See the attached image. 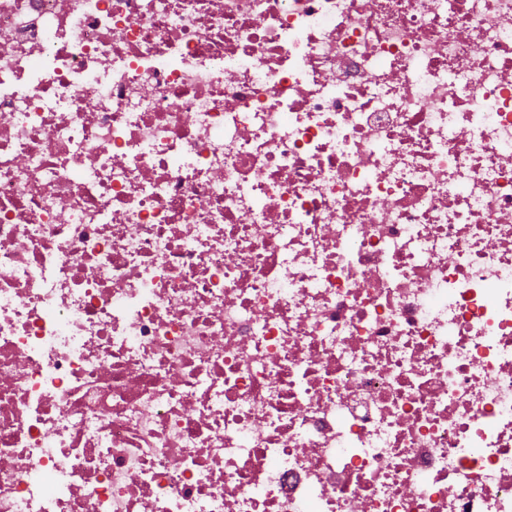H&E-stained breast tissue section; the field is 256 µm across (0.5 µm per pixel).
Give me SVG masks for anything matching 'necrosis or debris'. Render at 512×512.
<instances>
[{"label":"necrosis or debris","mask_w":512,"mask_h":512,"mask_svg":"<svg viewBox=\"0 0 512 512\" xmlns=\"http://www.w3.org/2000/svg\"><path fill=\"white\" fill-rule=\"evenodd\" d=\"M0 512H512V0H0Z\"/></svg>","instance_id":"necrosis-or-debris-1"}]
</instances>
